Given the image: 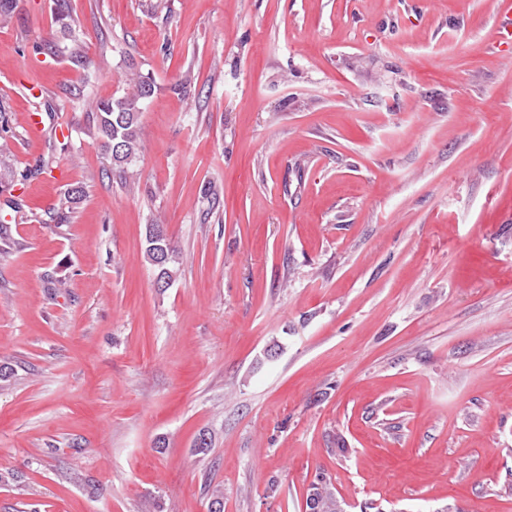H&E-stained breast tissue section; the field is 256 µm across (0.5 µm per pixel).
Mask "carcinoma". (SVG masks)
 <instances>
[{
  "mask_svg": "<svg viewBox=\"0 0 512 512\" xmlns=\"http://www.w3.org/2000/svg\"><path fill=\"white\" fill-rule=\"evenodd\" d=\"M55 22L60 32L73 43L79 41L76 22L73 18L70 0H53ZM154 94V84L150 78L133 74L126 80V90L119 96L96 102L93 119L97 138L109 154L112 167L126 172L134 165L140 150V116L143 104ZM47 162L21 175L17 174L11 152L0 145V192L10 191L17 177L27 178L44 170ZM83 197V189L73 186L65 190L62 207L48 217V222L66 224L69 214ZM160 224L145 227L143 257L155 273V286L163 291L170 287L178 272L179 252L168 236L156 240L154 231ZM305 507L307 512H345L344 502L336 495L330 481L321 474L309 484L306 490Z\"/></svg>",
  "mask_w": 512,
  "mask_h": 512,
  "instance_id": "obj_1",
  "label": "carcinoma"
}]
</instances>
